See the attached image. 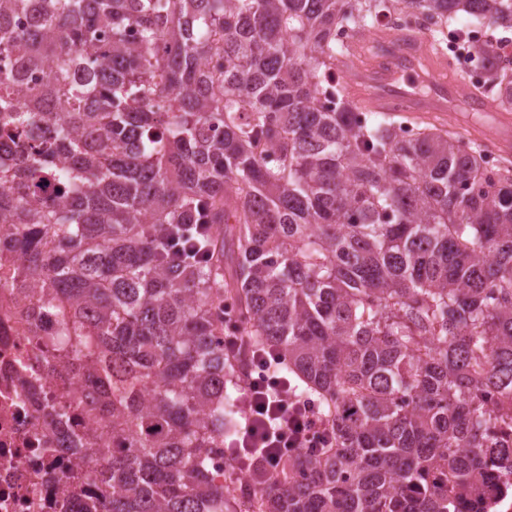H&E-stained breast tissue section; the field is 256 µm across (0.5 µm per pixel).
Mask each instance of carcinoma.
Returning a JSON list of instances; mask_svg holds the SVG:
<instances>
[{
	"mask_svg": "<svg viewBox=\"0 0 512 512\" xmlns=\"http://www.w3.org/2000/svg\"><path fill=\"white\" fill-rule=\"evenodd\" d=\"M390 9L512 28V0H0V57L53 56L35 86L0 72V137L28 144L0 177L21 253L0 288L50 289L53 341L78 338L57 377L112 428L88 479L119 491L73 512H462L487 453L506 467L512 163L357 118L334 35ZM468 46L511 111L512 66ZM179 224L206 229L170 255ZM228 298L333 425L254 501L207 477L238 425Z\"/></svg>",
	"mask_w": 512,
	"mask_h": 512,
	"instance_id": "carcinoma-1",
	"label": "carcinoma"
}]
</instances>
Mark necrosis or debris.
<instances>
[{
	"label": "necrosis or debris",
	"instance_id": "1",
	"mask_svg": "<svg viewBox=\"0 0 512 512\" xmlns=\"http://www.w3.org/2000/svg\"><path fill=\"white\" fill-rule=\"evenodd\" d=\"M45 296L27 291L30 322L0 291V512H66L69 496L97 491L85 481L89 461H77L72 446L112 445L111 430L84 407L82 383L53 377L72 348L46 343L60 316Z\"/></svg>",
	"mask_w": 512,
	"mask_h": 512
}]
</instances>
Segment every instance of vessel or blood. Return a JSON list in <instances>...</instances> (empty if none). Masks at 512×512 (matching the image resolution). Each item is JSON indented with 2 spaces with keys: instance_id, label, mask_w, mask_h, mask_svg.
<instances>
[{
  "instance_id": "1",
  "label": "vessel or blood",
  "mask_w": 512,
  "mask_h": 512,
  "mask_svg": "<svg viewBox=\"0 0 512 512\" xmlns=\"http://www.w3.org/2000/svg\"><path fill=\"white\" fill-rule=\"evenodd\" d=\"M384 53L346 76L348 90L364 107L386 112L402 105L409 112H445L452 106H471L474 90L448 77L446 62L425 61L419 38L391 32L378 37Z\"/></svg>"
}]
</instances>
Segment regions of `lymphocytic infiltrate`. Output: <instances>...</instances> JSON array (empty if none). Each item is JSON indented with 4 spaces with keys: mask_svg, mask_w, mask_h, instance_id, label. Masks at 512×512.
Masks as SVG:
<instances>
[{
    "mask_svg": "<svg viewBox=\"0 0 512 512\" xmlns=\"http://www.w3.org/2000/svg\"><path fill=\"white\" fill-rule=\"evenodd\" d=\"M224 349L237 361L244 418L236 439L224 450L226 472L257 488L288 454L327 447L331 422L316 401L298 394L285 377L276 375L274 355L245 336L236 321L225 327Z\"/></svg>",
    "mask_w": 512,
    "mask_h": 512,
    "instance_id": "lymphocytic-infiltrate-1",
    "label": "lymphocytic infiltrate"
}]
</instances>
